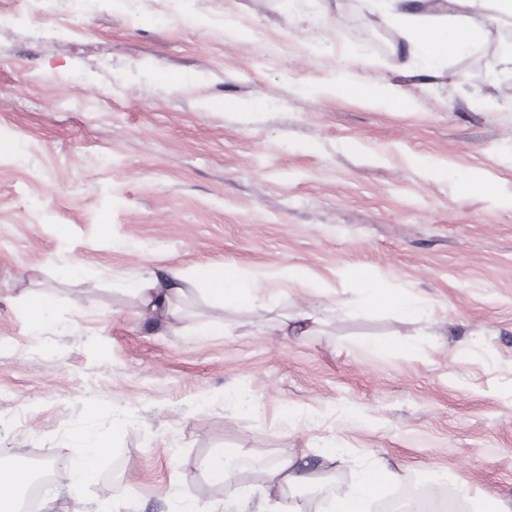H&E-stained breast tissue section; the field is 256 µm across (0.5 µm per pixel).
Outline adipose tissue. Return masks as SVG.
I'll list each match as a JSON object with an SVG mask.
<instances>
[{
  "mask_svg": "<svg viewBox=\"0 0 512 512\" xmlns=\"http://www.w3.org/2000/svg\"><path fill=\"white\" fill-rule=\"evenodd\" d=\"M409 0H375L373 8L380 17L400 20L408 31L411 56L428 61L451 57L471 45L478 32L470 23V10H481L499 17L512 16V0H440L439 12L431 17L414 13ZM360 291L362 308L393 310L411 318L422 317L424 309L411 296L392 288L383 277H372L354 271L350 274ZM264 274L221 265H201L190 270L168 268L164 275L143 278L132 284L130 291L136 299V313L144 320H159L166 327H176L188 315L192 296L201 295L219 309L237 311L258 310L276 313L275 299L264 296L261 285ZM107 437L95 436L74 463L75 478L64 505L45 500L44 512H84L81 486L92 475L102 448L108 447ZM244 454L240 448H218L203 462L204 481L222 485L228 497H235V471L232 463ZM23 455L13 449L0 457V512H11L19 490L30 482L29 472L19 470ZM399 474L386 465L362 469L356 479L337 492L330 500L327 512H367L368 502L380 496L384 488L399 481ZM311 473L296 458L280 459L269 472L265 484L258 489L266 506L278 507L287 492L312 484Z\"/></svg>",
  "mask_w": 512,
  "mask_h": 512,
  "instance_id": "adipose-tissue-1",
  "label": "adipose tissue"
}]
</instances>
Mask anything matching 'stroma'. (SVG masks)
Here are the masks:
<instances>
[{"instance_id":"35a3bbf8","label":"stroma","mask_w":512,"mask_h":512,"mask_svg":"<svg viewBox=\"0 0 512 512\" xmlns=\"http://www.w3.org/2000/svg\"><path fill=\"white\" fill-rule=\"evenodd\" d=\"M353 15L362 0H35L0 25V142L20 152L0 157V450L59 463L47 497L66 500L95 433L111 451L86 512L223 506L199 466L235 446L318 471L305 512L374 462L466 481L470 512L512 504L506 20L474 14L480 41L428 65L395 26L359 37ZM342 78L411 106L320 96ZM208 263L302 271L263 288L316 331L201 300L173 331L138 319L129 284ZM352 270L425 316L360 308ZM36 287L53 307L34 334L20 296ZM201 313L223 334L196 335ZM393 339L412 353L375 350Z\"/></svg>"}]
</instances>
